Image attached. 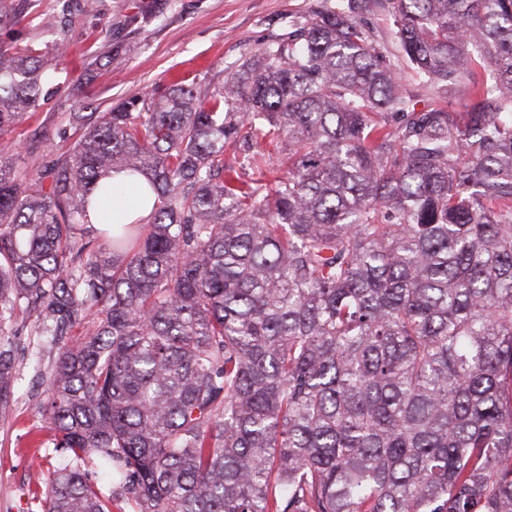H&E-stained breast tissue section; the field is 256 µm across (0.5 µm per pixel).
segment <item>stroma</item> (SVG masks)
I'll return each instance as SVG.
<instances>
[{
    "label": "stroma",
    "mask_w": 512,
    "mask_h": 512,
    "mask_svg": "<svg viewBox=\"0 0 512 512\" xmlns=\"http://www.w3.org/2000/svg\"><path fill=\"white\" fill-rule=\"evenodd\" d=\"M73 0L62 13L59 0H7L16 24L0 28V45L35 50L50 66L51 94L22 126L23 145L13 156L19 173L46 155L66 150L56 137L70 112H106L112 104L183 82L197 93L212 91L243 61L270 41L305 22L322 0ZM380 51L397 56L406 92L418 108L462 110L464 100L434 96L406 60L400 59L393 19L376 9L361 17ZM67 29L63 48H55L42 22ZM17 358L18 391L8 423H0V512H37L36 471L51 474L65 462L54 450L40 403L57 354L45 337L23 335Z\"/></svg>",
    "instance_id": "stroma-1"
}]
</instances>
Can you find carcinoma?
Wrapping results in <instances>:
<instances>
[{
  "label": "carcinoma",
  "instance_id": "1",
  "mask_svg": "<svg viewBox=\"0 0 512 512\" xmlns=\"http://www.w3.org/2000/svg\"><path fill=\"white\" fill-rule=\"evenodd\" d=\"M371 2L202 97L69 113L25 179L0 148L1 422L18 321L67 337L43 512H112L95 463L132 512H512V0H387L460 121L415 111ZM46 67L0 46L1 141ZM114 173L146 180L147 223L110 229Z\"/></svg>",
  "mask_w": 512,
  "mask_h": 512
}]
</instances>
